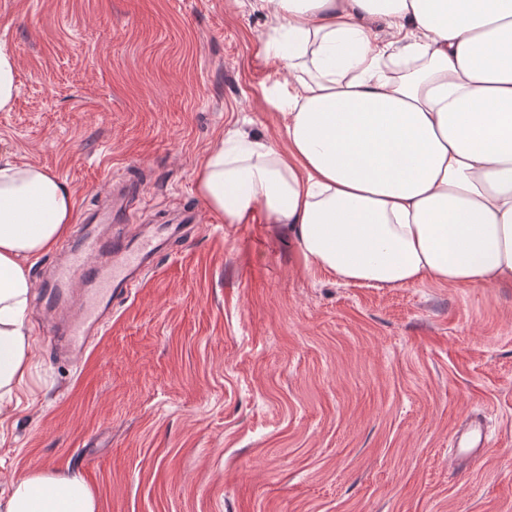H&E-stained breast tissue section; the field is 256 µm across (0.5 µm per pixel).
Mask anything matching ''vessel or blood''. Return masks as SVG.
Instances as JSON below:
<instances>
[{
    "label": "vessel or blood",
    "mask_w": 512,
    "mask_h": 512,
    "mask_svg": "<svg viewBox=\"0 0 512 512\" xmlns=\"http://www.w3.org/2000/svg\"><path fill=\"white\" fill-rule=\"evenodd\" d=\"M176 224L159 226L136 239L123 234H88L49 272L39 307L54 353H84L91 336L112 312V301L129 294L150 269L157 249L179 233Z\"/></svg>",
    "instance_id": "obj_1"
}]
</instances>
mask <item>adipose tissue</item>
<instances>
[{
  "instance_id": "ef3b65f1",
  "label": "adipose tissue",
  "mask_w": 512,
  "mask_h": 512,
  "mask_svg": "<svg viewBox=\"0 0 512 512\" xmlns=\"http://www.w3.org/2000/svg\"><path fill=\"white\" fill-rule=\"evenodd\" d=\"M271 2L297 83L287 149L241 133L210 150L196 179L208 207L228 224L263 209L345 283L512 288V0ZM72 220L64 183L0 161V396L31 358L27 261ZM96 510L76 474L22 478L0 503Z\"/></svg>"
}]
</instances>
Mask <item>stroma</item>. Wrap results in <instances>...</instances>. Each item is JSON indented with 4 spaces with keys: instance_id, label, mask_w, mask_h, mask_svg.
<instances>
[{
    "instance_id": "obj_1",
    "label": "stroma",
    "mask_w": 512,
    "mask_h": 512,
    "mask_svg": "<svg viewBox=\"0 0 512 512\" xmlns=\"http://www.w3.org/2000/svg\"><path fill=\"white\" fill-rule=\"evenodd\" d=\"M257 0H0L19 94L0 158L65 182L90 232L112 183L132 225L170 239L76 361L34 358L0 398V495L80 473L97 512H512V288L346 284L309 269L280 224H227L196 187L242 131L274 149L295 79ZM480 419L490 445L454 441Z\"/></svg>"
}]
</instances>
